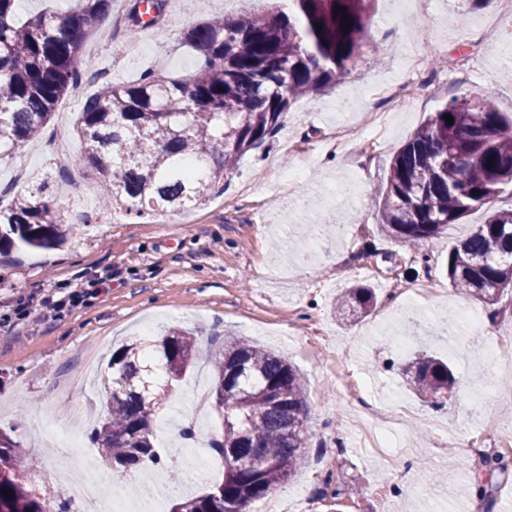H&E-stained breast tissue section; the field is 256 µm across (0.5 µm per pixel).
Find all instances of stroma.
<instances>
[{"label":"stroma","mask_w":512,"mask_h":512,"mask_svg":"<svg viewBox=\"0 0 512 512\" xmlns=\"http://www.w3.org/2000/svg\"><path fill=\"white\" fill-rule=\"evenodd\" d=\"M282 0H168L165 13L135 41L126 35L128 0H112L103 34L77 56L82 81L68 92L42 137L0 156V190L35 187L52 174L54 210L65 223L84 211L87 222L60 247L14 248L0 256V428L12 431L37 458L30 485L37 493L72 490L65 467L46 457L43 425L70 427L79 451L95 456L87 437L104 391L94 383L112 348L168 326L198 332L196 364L176 387L171 431L156 439L171 470H187L179 431L212 429L209 396L212 343L233 334L289 362L305 384L310 446L283 486L252 512H382L384 500H405V512H499L512 497V369L483 389L489 366L472 336L495 339L512 352V300L494 306L457 295L445 278L448 251L484 223L485 210L449 225L428 253L384 234L372 190L387 176L395 152L434 112L465 92L491 96L512 114V12L503 0L473 8L469 0H373L370 48L355 78L301 99L275 136L248 152L224 178V191L202 207L166 216L126 218L101 210L98 188L73 165L82 151L76 131L86 98L102 83L130 84L152 70L185 79L197 69L181 40L187 26L216 16L269 12ZM465 25H454L456 16ZM406 83L397 101L364 99L374 85ZM346 125L342 145L330 134ZM297 169L290 183L282 172ZM110 275L108 288L64 313L42 308L20 317L21 297L57 298L86 273ZM366 281L380 297L364 318L340 320L333 303L342 288ZM481 317L477 331L458 325L454 306ZM421 313L429 332L397 352L386 327ZM416 354L452 365L457 384L444 407L420 400L400 374ZM400 406L390 434L402 464L386 469L363 452L357 422L377 406ZM498 456L505 472L483 457ZM493 483L494 501L477 497Z\"/></svg>","instance_id":"obj_1"}]
</instances>
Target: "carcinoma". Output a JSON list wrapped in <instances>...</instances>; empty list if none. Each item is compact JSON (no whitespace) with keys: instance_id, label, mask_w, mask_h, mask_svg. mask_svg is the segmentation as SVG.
<instances>
[{"instance_id":"carcinoma-1","label":"carcinoma","mask_w":512,"mask_h":512,"mask_svg":"<svg viewBox=\"0 0 512 512\" xmlns=\"http://www.w3.org/2000/svg\"><path fill=\"white\" fill-rule=\"evenodd\" d=\"M15 2L0 0V154L43 133L56 104L81 80V45L102 30L112 8V0H72L64 14L22 21ZM165 2L132 0L130 39L157 23ZM368 2L288 0L287 9L268 15L196 23L183 31L199 59L193 78L167 82L146 72L134 84L100 87L78 118L84 151L76 163L94 176L103 210L140 217L208 203L224 174L274 136L295 102L356 76ZM509 184L512 117L487 95L463 93L391 159L375 191L381 230L423 248L418 258L426 263L424 248L448 225L487 209L484 223L448 251L446 277L458 293L495 305L512 290V208L493 206ZM51 190L45 179L27 194L0 199V254L16 246L55 248L74 234L76 225L52 216ZM376 304L374 289L354 285L341 295L337 314L366 316ZM196 345L193 333L170 328L112 352L101 377L106 410L89 436L103 463L127 474L161 462L152 420L191 367ZM211 361L220 432L209 448L224 461V476L171 512H250L252 502L291 477L307 448L305 389L290 364L237 338L212 348ZM404 372L413 391L435 406H444L456 384L438 358L419 357ZM29 459L0 428V512H74L60 493L29 489Z\"/></svg>"}]
</instances>
